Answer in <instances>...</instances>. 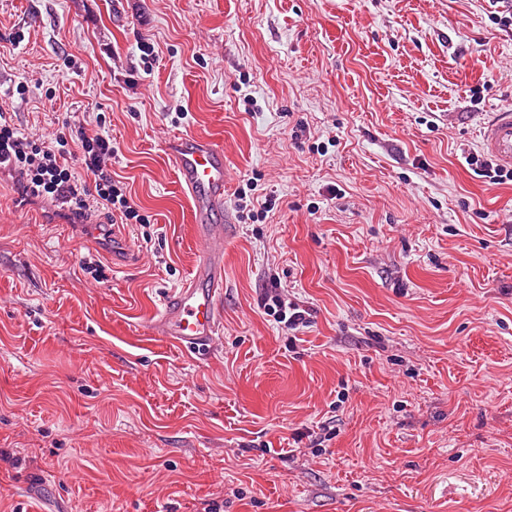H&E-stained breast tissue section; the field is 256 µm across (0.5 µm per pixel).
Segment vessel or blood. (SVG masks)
<instances>
[{
  "instance_id": "1",
  "label": "vessel or blood",
  "mask_w": 512,
  "mask_h": 512,
  "mask_svg": "<svg viewBox=\"0 0 512 512\" xmlns=\"http://www.w3.org/2000/svg\"><path fill=\"white\" fill-rule=\"evenodd\" d=\"M484 151L512 168V107L499 109L483 131ZM182 188L193 201L195 234L202 256L192 276L160 298L149 335L187 354L209 349L222 323L224 293V150L204 137L171 139L166 147Z\"/></svg>"
}]
</instances>
